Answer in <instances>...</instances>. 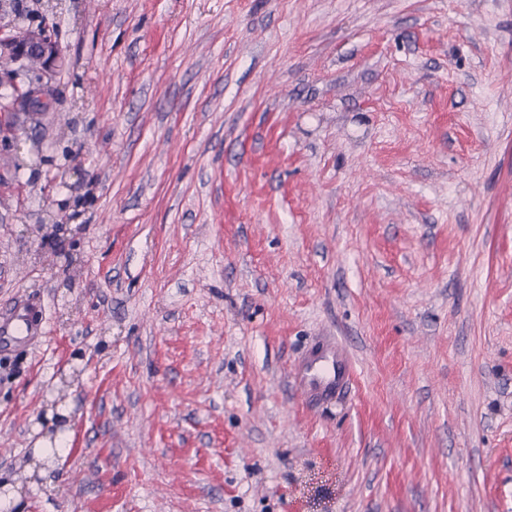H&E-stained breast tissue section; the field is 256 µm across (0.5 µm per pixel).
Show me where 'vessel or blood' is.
<instances>
[{
    "label": "vessel or blood",
    "instance_id": "vessel-or-blood-1",
    "mask_svg": "<svg viewBox=\"0 0 512 512\" xmlns=\"http://www.w3.org/2000/svg\"><path fill=\"white\" fill-rule=\"evenodd\" d=\"M46 333L39 297L24 296L10 310L0 313V344L26 347ZM354 378L351 358L334 337L323 336L298 360L293 369L297 394L308 404L344 398Z\"/></svg>",
    "mask_w": 512,
    "mask_h": 512
}]
</instances>
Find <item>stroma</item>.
<instances>
[{"label":"stroma","mask_w":512,"mask_h":512,"mask_svg":"<svg viewBox=\"0 0 512 512\" xmlns=\"http://www.w3.org/2000/svg\"><path fill=\"white\" fill-rule=\"evenodd\" d=\"M54 3L0 151L20 512H512V0ZM0 60L7 62L8 67L3 70L6 74L2 78L4 83L13 87L14 94L11 105L7 106L4 114L9 116V122L0 123V142L5 141L13 145L12 135L15 129V117L24 112H49L52 109L41 110L46 102H51L48 91L54 73L61 62V53L58 42L49 26L41 29L27 31L16 28L12 24H0ZM35 63L36 68L31 69ZM20 70L27 73V81L18 83L17 76ZM35 89L40 92H35ZM46 334L43 305L39 297L22 296L0 316V344L27 347ZM354 378L351 358L332 336H322L293 369L296 393L308 404L334 402L350 391Z\"/></svg>","instance_id":"1"}]
</instances>
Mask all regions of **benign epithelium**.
<instances>
[{"label": "benign epithelium", "instance_id": "obj_1", "mask_svg": "<svg viewBox=\"0 0 512 512\" xmlns=\"http://www.w3.org/2000/svg\"><path fill=\"white\" fill-rule=\"evenodd\" d=\"M0 60L8 63L3 81L13 87L11 105L5 108L9 122L0 124V139L11 144L15 117L41 111L50 101L48 91L61 62V53L48 26L35 31L0 24Z\"/></svg>", "mask_w": 512, "mask_h": 512}]
</instances>
